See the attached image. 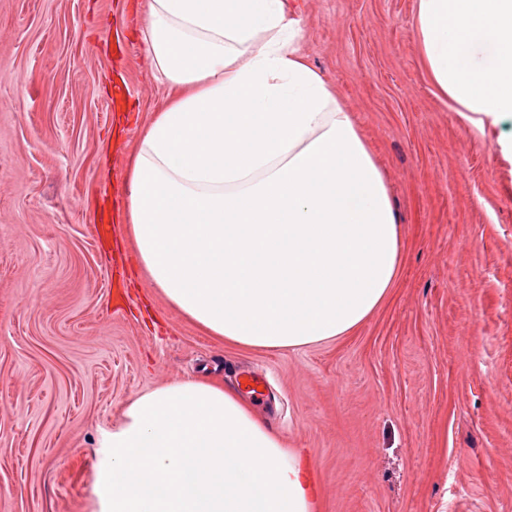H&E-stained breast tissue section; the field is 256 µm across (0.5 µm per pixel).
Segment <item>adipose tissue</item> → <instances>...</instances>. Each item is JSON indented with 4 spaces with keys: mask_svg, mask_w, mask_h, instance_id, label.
Returning <instances> with one entry per match:
<instances>
[{
    "mask_svg": "<svg viewBox=\"0 0 512 512\" xmlns=\"http://www.w3.org/2000/svg\"><path fill=\"white\" fill-rule=\"evenodd\" d=\"M428 74L458 112L512 119V0H417ZM144 52L170 93L133 152L128 234L202 333L293 349L355 330L394 287L384 176L304 60L283 0H147ZM99 512H315L309 464L235 391L187 378L106 433Z\"/></svg>",
    "mask_w": 512,
    "mask_h": 512,
    "instance_id": "1",
    "label": "adipose tissue"
}]
</instances>
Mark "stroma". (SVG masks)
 I'll list each match as a JSON object with an SVG mask.
<instances>
[{
	"label": "stroma",
	"mask_w": 512,
	"mask_h": 512,
	"mask_svg": "<svg viewBox=\"0 0 512 512\" xmlns=\"http://www.w3.org/2000/svg\"><path fill=\"white\" fill-rule=\"evenodd\" d=\"M146 0H0V512H96L104 434L135 395L239 369L300 449L317 512H512V123L440 96L417 0H284L301 52L383 170L403 256L352 333L217 343L144 271L129 159L168 93Z\"/></svg>",
	"instance_id": "35a3bbf8"
}]
</instances>
